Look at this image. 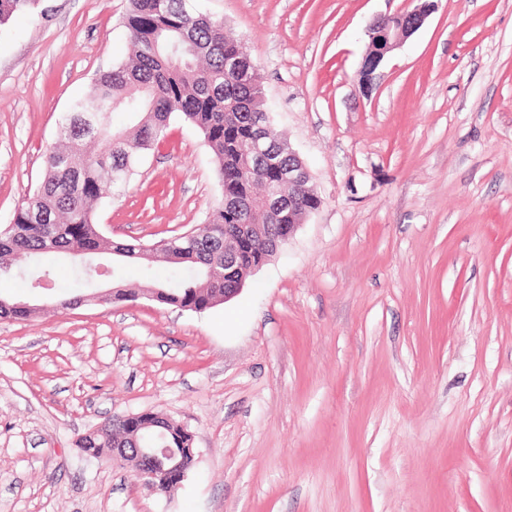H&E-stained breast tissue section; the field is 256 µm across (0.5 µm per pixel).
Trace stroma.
Segmentation results:
<instances>
[{"label":"stroma","mask_w":512,"mask_h":512,"mask_svg":"<svg viewBox=\"0 0 512 512\" xmlns=\"http://www.w3.org/2000/svg\"><path fill=\"white\" fill-rule=\"evenodd\" d=\"M256 65L321 203L232 300L65 311L71 265L0 279V512H512V0H434L361 87L366 26L412 0H196ZM129 0H40L0 27V226L72 101L131 53ZM174 121L96 221L152 245L222 200ZM152 411L198 457L168 495L78 439Z\"/></svg>","instance_id":"1"}]
</instances>
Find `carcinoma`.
Masks as SVG:
<instances>
[{"instance_id": "carcinoma-1", "label": "carcinoma", "mask_w": 512, "mask_h": 512, "mask_svg": "<svg viewBox=\"0 0 512 512\" xmlns=\"http://www.w3.org/2000/svg\"><path fill=\"white\" fill-rule=\"evenodd\" d=\"M39 0H0V26L17 12L37 7ZM125 27L132 45L128 60L95 78L92 90L76 99L59 127L61 146L48 154L46 171L33 206L18 209L0 228V277L13 274L22 263L51 255L84 250L110 254L123 248L107 238L94 220L95 206L110 197L140 156L164 137L179 118L194 127L215 155L226 199L261 225L247 243H238L240 265L224 273V235L236 237L234 211L219 203L210 212L205 229L194 239L184 235L136 257L141 271L162 262L173 268L165 282H154L156 303L203 311L224 302V289L239 280L241 270L263 260L283 235L285 225L319 207L320 199L305 183L280 191L293 198L291 214L273 215L257 204V197L276 188V173L267 166L246 163V149L254 131L255 114H265L271 126L263 84L243 80L227 62L242 55L240 42L224 32V23L193 7L191 0H129ZM125 113L133 125L113 128L112 115ZM109 141L104 154L93 144ZM275 161L285 168L293 162L288 142L269 138ZM0 318L27 320L35 308L4 299ZM131 431L112 423L105 430L83 436L78 447L95 450V458L113 463L112 440L130 441ZM191 437L175 423L166 430L165 443L186 448Z\"/></svg>"}]
</instances>
